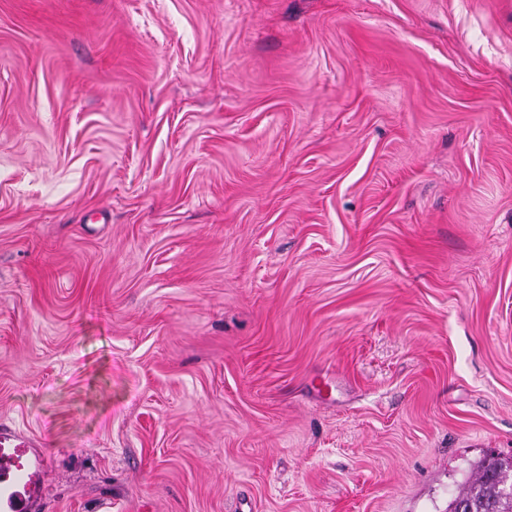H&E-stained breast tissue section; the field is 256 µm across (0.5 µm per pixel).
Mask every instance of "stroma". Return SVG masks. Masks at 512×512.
<instances>
[{"mask_svg":"<svg viewBox=\"0 0 512 512\" xmlns=\"http://www.w3.org/2000/svg\"><path fill=\"white\" fill-rule=\"evenodd\" d=\"M0 424L32 512L511 460L512 0H0Z\"/></svg>","mask_w":512,"mask_h":512,"instance_id":"stroma-1","label":"stroma"}]
</instances>
